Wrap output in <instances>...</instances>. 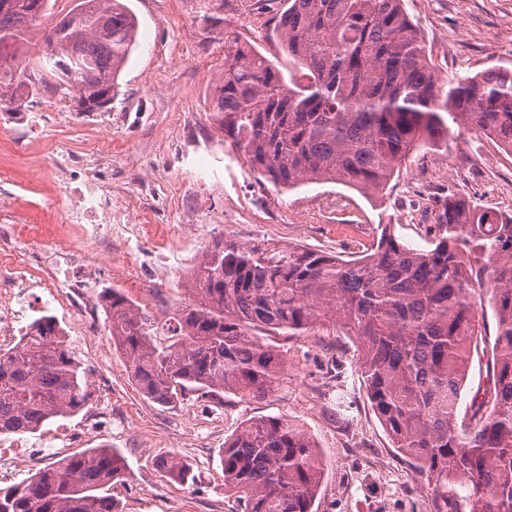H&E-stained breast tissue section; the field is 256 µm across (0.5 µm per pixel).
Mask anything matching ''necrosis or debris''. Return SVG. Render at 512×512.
Returning <instances> with one entry per match:
<instances>
[{"mask_svg":"<svg viewBox=\"0 0 512 512\" xmlns=\"http://www.w3.org/2000/svg\"><path fill=\"white\" fill-rule=\"evenodd\" d=\"M66 220L76 234L46 236L35 226L0 221V348L13 344L20 330V304L28 291L42 289L48 302L67 310L75 335L102 330L88 290L102 270L118 262L127 282L138 285L143 305H157L162 294L159 271L165 254H146L126 208L113 205L101 183L85 185L74 197ZM49 239L46 249L22 247V239Z\"/></svg>","mask_w":512,"mask_h":512,"instance_id":"1","label":"necrosis or debris"}]
</instances>
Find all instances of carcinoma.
Masks as SVG:
<instances>
[{"mask_svg":"<svg viewBox=\"0 0 512 512\" xmlns=\"http://www.w3.org/2000/svg\"><path fill=\"white\" fill-rule=\"evenodd\" d=\"M49 0H0V110L63 85L84 112L111 101L135 43L121 0H79L43 34L51 57L30 66L28 45ZM272 36L296 65L284 80L249 41L224 32V71L208 107L231 146L284 190L322 181L381 193L416 148L448 144L453 123L512 152V68L439 81L402 0H288ZM425 245L386 224L360 258L226 236L209 243L196 297L165 338L114 288L105 312L113 344L151 399L230 392L262 399L284 373L280 347L260 335L339 327L354 338L368 399L394 447L434 483L453 512H512V215L448 194ZM496 318L488 384L468 421L458 406L478 336L476 285ZM55 319L0 351V434L35 433L88 400ZM224 487L241 512H312L321 481L312 437L285 417L257 418L224 442ZM185 483L189 464L159 465ZM115 450L59 459L0 488V512H119L100 490L122 477Z\"/></svg>","mask_w":512,"mask_h":512,"instance_id":"carcinoma-1","label":"carcinoma"}]
</instances>
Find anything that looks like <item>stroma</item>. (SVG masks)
I'll list each match as a JSON object with an SVG mask.
<instances>
[{
  "instance_id": "obj_1",
  "label": "stroma",
  "mask_w": 512,
  "mask_h": 512,
  "mask_svg": "<svg viewBox=\"0 0 512 512\" xmlns=\"http://www.w3.org/2000/svg\"><path fill=\"white\" fill-rule=\"evenodd\" d=\"M137 19L136 44L117 79L110 104L80 113L71 98L44 94L32 106L0 115V168L11 180L0 201L13 202L22 224L60 226L76 175H62L57 155L112 141V156L97 176L118 205L130 208L145 235L168 231L172 268L166 301L193 299L186 279L206 244L230 234L239 241L302 245L349 260L376 243L383 225L419 244L437 201L448 193L512 215V153L489 138L452 127L447 147L406 158L385 193L366 195L332 182L282 191L259 183L207 108L210 86L224 69V34L252 43L280 70L288 56L268 40L273 14L259 0H123ZM440 75H472L512 67V0H403ZM196 227L185 230L186 214ZM286 360L279 386L262 399L233 394L217 401L200 393L162 406L143 395L126 356L110 336L87 337L72 353L90 395L84 412L112 407V430L63 446L62 434L82 426V415L58 417L26 442L45 463L59 448L75 454L116 448L126 474L108 488L119 512H236L224 487L220 451L246 421L283 416L315 440L323 479L313 512H431V486L392 443L372 411L357 369V350L338 329L275 337ZM177 455L195 482L165 478L161 458Z\"/></svg>"
}]
</instances>
